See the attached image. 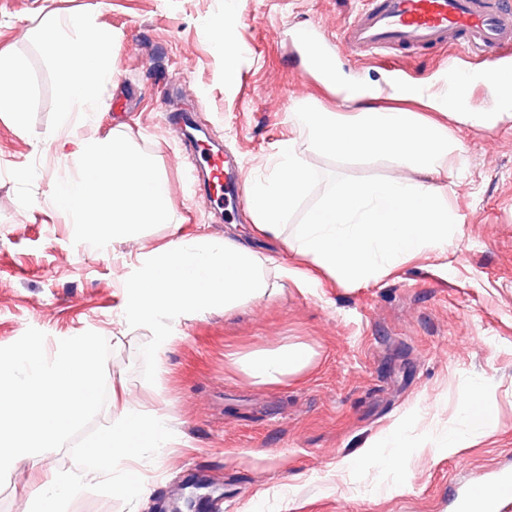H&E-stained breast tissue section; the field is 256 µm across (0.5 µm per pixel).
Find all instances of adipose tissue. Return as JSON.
Masks as SVG:
<instances>
[{
  "instance_id": "ef3b65f1",
  "label": "adipose tissue",
  "mask_w": 512,
  "mask_h": 512,
  "mask_svg": "<svg viewBox=\"0 0 512 512\" xmlns=\"http://www.w3.org/2000/svg\"><path fill=\"white\" fill-rule=\"evenodd\" d=\"M42 35L46 44L62 51L59 110L63 117L96 111L102 92L115 77L109 62V36L92 31L83 17L50 24ZM321 79L335 89L342 111L303 109L297 118L315 148L344 157H389L436 174L456 153L446 127L421 121L412 112L372 107V100L385 93L397 100L425 102L434 111L456 113L459 121L473 125H489L500 118L496 112L465 111L463 103L447 94L427 93L413 83H393L385 88L372 82H345L334 71L322 73ZM69 164L75 174L56 184L52 203L82 237L99 240L104 224L119 229L168 223L166 178L148 158L134 153L121 135L81 141ZM313 177L294 143H283L271 174L248 187L256 231L266 237H282L289 212ZM266 263L265 256L232 233L217 243L206 238L172 241L131 284L126 311L135 323L154 332L157 351H164L170 342L166 334L170 321L219 302L230 313L272 294ZM314 356L308 345L287 344L251 352L237 363L254 383L273 384L302 374Z\"/></svg>"
}]
</instances>
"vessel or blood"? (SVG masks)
<instances>
[{"instance_id":"1","label":"vessel or blood","mask_w":512,"mask_h":512,"mask_svg":"<svg viewBox=\"0 0 512 512\" xmlns=\"http://www.w3.org/2000/svg\"><path fill=\"white\" fill-rule=\"evenodd\" d=\"M342 42L349 50L373 54L460 44L480 59L485 77L512 90V0H368L344 25ZM303 44L311 65L333 64L334 45L322 31ZM192 146L201 160L195 183L212 203L239 194L235 156L207 140ZM450 497L456 512H506L512 506V470H497L488 483L451 491Z\"/></svg>"}]
</instances>
